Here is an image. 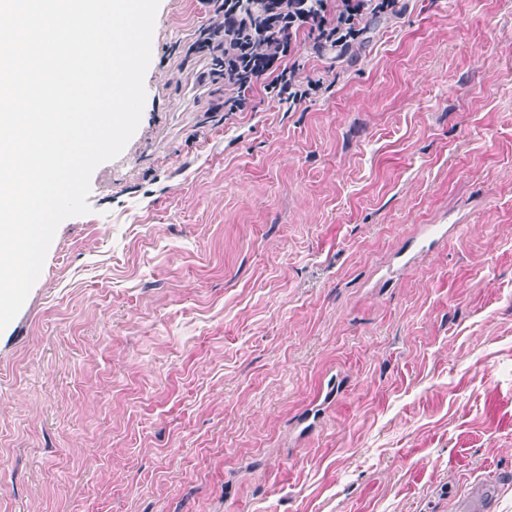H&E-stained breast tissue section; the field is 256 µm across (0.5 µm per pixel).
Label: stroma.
Masks as SVG:
<instances>
[{
    "label": "stroma",
    "mask_w": 512,
    "mask_h": 512,
    "mask_svg": "<svg viewBox=\"0 0 512 512\" xmlns=\"http://www.w3.org/2000/svg\"><path fill=\"white\" fill-rule=\"evenodd\" d=\"M318 98L140 124L0 331V512H512V0H400Z\"/></svg>",
    "instance_id": "obj_1"
}]
</instances>
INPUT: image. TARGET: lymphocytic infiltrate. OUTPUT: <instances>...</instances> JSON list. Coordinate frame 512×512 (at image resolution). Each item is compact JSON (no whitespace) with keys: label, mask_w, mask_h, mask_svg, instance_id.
Returning <instances> with one entry per match:
<instances>
[{"label":"lymphocytic infiltrate","mask_w":512,"mask_h":512,"mask_svg":"<svg viewBox=\"0 0 512 512\" xmlns=\"http://www.w3.org/2000/svg\"><path fill=\"white\" fill-rule=\"evenodd\" d=\"M210 22L183 45L186 56H204L210 75L225 94L215 112H248L256 86L279 102L296 105L323 86L306 73L296 47L298 36L314 47L346 50L366 29L369 18L392 11L397 0H201Z\"/></svg>","instance_id":"1"}]
</instances>
